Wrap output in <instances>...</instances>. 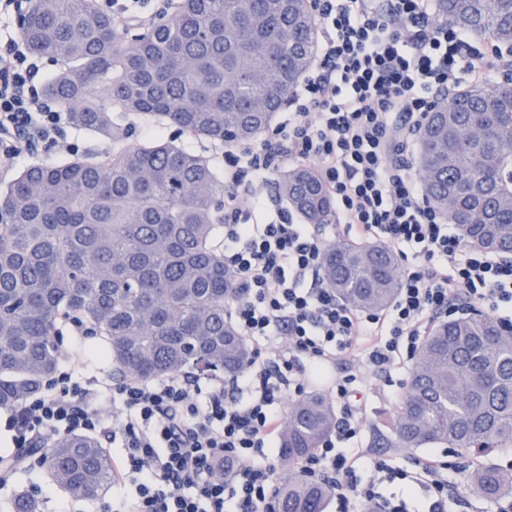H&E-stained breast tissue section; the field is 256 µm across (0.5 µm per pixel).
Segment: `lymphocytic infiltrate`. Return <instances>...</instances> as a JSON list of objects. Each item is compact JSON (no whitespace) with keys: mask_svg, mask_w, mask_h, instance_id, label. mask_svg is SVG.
<instances>
[{"mask_svg":"<svg viewBox=\"0 0 512 512\" xmlns=\"http://www.w3.org/2000/svg\"><path fill=\"white\" fill-rule=\"evenodd\" d=\"M321 28L313 67L291 96L292 112L258 143L224 142V265L236 296L229 316L254 358L219 382L180 375L111 386L68 370L7 411L14 455L0 484L33 448L72 433L118 441L112 484L122 512H273L269 448L288 395L309 371L349 357L364 370L338 378L335 432L303 468L335 491L337 512H447L445 463L393 467L360 445L363 413L352 401L370 377L411 361L432 323L480 309L512 323V261L466 244L414 177L417 133L438 92L494 76L501 48L479 51L464 30L435 22V0H313ZM24 42L0 41V169L38 145L65 149L64 118L34 84ZM310 165L335 204L337 223L379 241L401 260L400 288L380 311L337 298L325 284L327 243L273 198L285 166ZM111 400L119 422L99 410ZM375 477L360 484L356 470Z\"/></svg>","mask_w":512,"mask_h":512,"instance_id":"1","label":"lymphocytic infiltrate"}]
</instances>
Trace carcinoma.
Listing matches in <instances>:
<instances>
[{
    "label": "carcinoma",
    "mask_w": 512,
    "mask_h": 512,
    "mask_svg": "<svg viewBox=\"0 0 512 512\" xmlns=\"http://www.w3.org/2000/svg\"><path fill=\"white\" fill-rule=\"evenodd\" d=\"M437 17L476 40L512 45V0H438ZM19 26L30 49L57 65L44 95L74 127L111 141L112 152L32 165L0 193V408L41 390L61 358L56 336L74 318L105 338L121 379L237 376L253 353L229 316L235 291L216 244L224 177L174 141L132 138L126 118L213 143L257 139L315 61L310 0H176L136 31L98 0H30ZM510 158L512 86L475 82L443 94L420 128L426 198L469 245L503 257H512V189L503 186L512 171L502 169ZM277 188L304 221L332 223L315 168L281 171ZM322 272L361 309H384L399 291L398 259L378 243H328ZM336 420L320 393L288 403L275 512H325L331 487L299 464ZM383 444L511 446L512 328L484 313L435 323L391 436L371 441ZM39 453L48 479L74 496L95 498L112 482L111 456L90 436H59ZM468 486L512 496V470L475 468ZM12 512H38V503L20 493Z\"/></svg>",
    "instance_id": "cac0c4a2"
}]
</instances>
